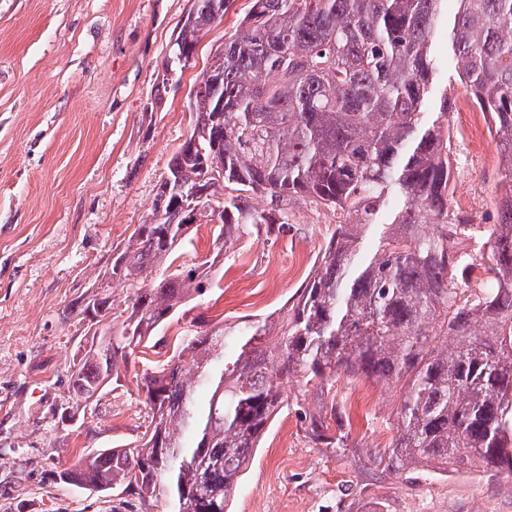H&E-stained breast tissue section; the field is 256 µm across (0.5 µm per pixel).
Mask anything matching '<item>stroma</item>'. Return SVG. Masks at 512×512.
Listing matches in <instances>:
<instances>
[{
  "mask_svg": "<svg viewBox=\"0 0 512 512\" xmlns=\"http://www.w3.org/2000/svg\"><path fill=\"white\" fill-rule=\"evenodd\" d=\"M192 0H0V512H165L136 494L76 488L61 476L86 452L134 442L148 422L138 383L170 359L178 339L252 316L279 323L336 228V214L288 198L287 233L227 249L217 284L184 306L120 367L97 402L75 406L72 359L89 346L81 303L134 225L152 218L159 187L186 139L189 97L212 57L249 13L232 0L204 31L177 85L158 78ZM453 181L480 179L476 203L451 198L469 223L497 220L503 162L493 140L473 149L449 112ZM288 407L243 473L230 512H512V483L477 474L380 464L400 403L394 388L337 376L291 378ZM335 426L347 446L317 444L300 409Z\"/></svg>",
  "mask_w": 512,
  "mask_h": 512,
  "instance_id": "35a3bbf8",
  "label": "stroma"
}]
</instances>
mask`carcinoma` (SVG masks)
Returning <instances> with one entry per match:
<instances>
[{"mask_svg":"<svg viewBox=\"0 0 512 512\" xmlns=\"http://www.w3.org/2000/svg\"><path fill=\"white\" fill-rule=\"evenodd\" d=\"M457 3L448 48L506 160L499 220L471 247V225L448 209V92L435 85L431 47L447 0H254L189 102L199 147L180 146L151 221L103 270L132 286L127 317L98 330L109 297L83 304L92 341L71 375L75 396L90 404L119 363L204 294L228 245L278 237L289 197L336 212V231L274 345H256L270 335L265 319L185 337L141 379L151 413L142 441L81 456L65 480L123 488L169 512H227L294 373L400 390L386 454L395 473L512 480V0ZM229 4L194 0L176 40L197 47ZM178 184L198 188L202 206L182 204ZM258 194L270 208L248 204ZM213 223L222 248L175 264L190 227ZM305 424L315 442L345 447L346 411L334 434L311 414Z\"/></svg>","mask_w":512,"mask_h":512,"instance_id":"1","label":"carcinoma"}]
</instances>
